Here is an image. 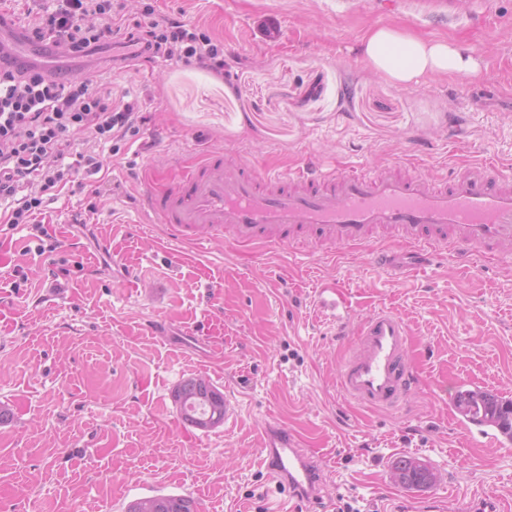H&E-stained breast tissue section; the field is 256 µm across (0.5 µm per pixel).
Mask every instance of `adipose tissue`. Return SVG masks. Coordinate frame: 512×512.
Returning <instances> with one entry per match:
<instances>
[{
	"label": "adipose tissue",
	"instance_id": "1",
	"mask_svg": "<svg viewBox=\"0 0 512 512\" xmlns=\"http://www.w3.org/2000/svg\"><path fill=\"white\" fill-rule=\"evenodd\" d=\"M362 60L394 83L409 85L431 76H476L482 60L446 40H429L389 27L372 29L358 46Z\"/></svg>",
	"mask_w": 512,
	"mask_h": 512
}]
</instances>
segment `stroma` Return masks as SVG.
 <instances>
[{
  "label": "stroma",
  "instance_id": "1",
  "mask_svg": "<svg viewBox=\"0 0 512 512\" xmlns=\"http://www.w3.org/2000/svg\"><path fill=\"white\" fill-rule=\"evenodd\" d=\"M127 18L164 12L224 48V70L109 53L68 69L139 100L134 132L107 171L70 184L37 220L57 248L0 224V512H124L137 498L192 495L200 512H274L261 465L268 428L285 426L330 476L316 512L339 498L403 512L442 496L451 512L512 502V449L474 446L453 417L457 386L512 399V267L441 257L414 271L390 242L305 253L232 242L199 249L149 224L144 183L211 150L259 168L395 166L424 174L474 159L512 165V0H118ZM391 26L448 38L484 60L479 76L398 85L355 49ZM82 215L85 226L73 222ZM359 323L392 310L410 329L419 384L393 410L337 386L353 336L336 333L324 284ZM192 333L207 354L182 347ZM190 375L229 405L209 431L172 399ZM424 461V491L393 465ZM395 476L400 485L410 489L428 488L435 482L433 470L416 458L403 457L398 460Z\"/></svg>",
  "mask_w": 512,
  "mask_h": 512
}]
</instances>
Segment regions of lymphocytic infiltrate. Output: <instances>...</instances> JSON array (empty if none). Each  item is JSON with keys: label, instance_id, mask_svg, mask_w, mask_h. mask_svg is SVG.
<instances>
[{"label": "lymphocytic infiltrate", "instance_id": "1", "mask_svg": "<svg viewBox=\"0 0 512 512\" xmlns=\"http://www.w3.org/2000/svg\"><path fill=\"white\" fill-rule=\"evenodd\" d=\"M24 38L63 57L109 51L115 61L164 58L223 69L220 50L187 24L147 9L123 27L112 0H49ZM139 106L81 76L54 79L0 43V223L29 224L80 173H99L97 148L134 129Z\"/></svg>", "mask_w": 512, "mask_h": 512}]
</instances>
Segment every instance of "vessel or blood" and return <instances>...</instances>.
<instances>
[{
	"instance_id": "obj_1",
	"label": "vessel or blood",
	"mask_w": 512,
	"mask_h": 512,
	"mask_svg": "<svg viewBox=\"0 0 512 512\" xmlns=\"http://www.w3.org/2000/svg\"><path fill=\"white\" fill-rule=\"evenodd\" d=\"M147 216L188 244L226 239L242 246L294 244L302 249L363 247L394 239L424 261L441 252L481 255L512 264V171L480 159L451 176L297 168L261 171L246 163L228 168L215 151L183 167L178 181L141 195ZM409 330L397 314L370 312L359 324L355 351L340 368L342 393L356 403L391 409L413 391ZM475 445H501L511 437L485 423L467 428ZM267 477L288 493L298 512L313 501L324 478L293 433L280 428L264 457Z\"/></svg>"
}]
</instances>
